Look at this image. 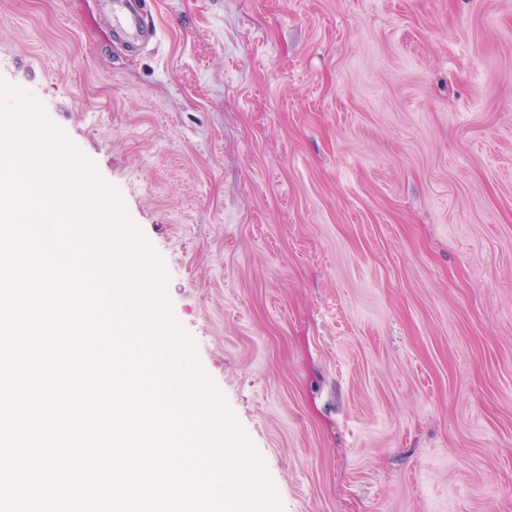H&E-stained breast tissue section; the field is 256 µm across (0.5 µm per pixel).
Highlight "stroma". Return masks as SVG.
I'll list each match as a JSON object with an SVG mask.
<instances>
[{
  "instance_id": "35a3bbf8",
  "label": "stroma",
  "mask_w": 512,
  "mask_h": 512,
  "mask_svg": "<svg viewBox=\"0 0 512 512\" xmlns=\"http://www.w3.org/2000/svg\"><path fill=\"white\" fill-rule=\"evenodd\" d=\"M0 0L281 512H512V0Z\"/></svg>"
}]
</instances>
